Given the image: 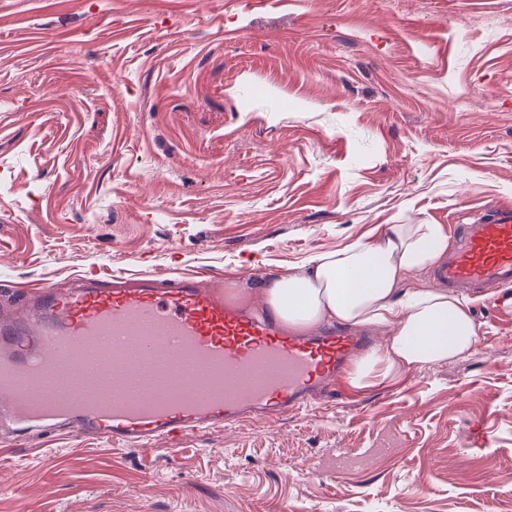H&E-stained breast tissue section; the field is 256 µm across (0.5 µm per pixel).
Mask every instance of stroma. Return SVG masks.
<instances>
[{
	"label": "stroma",
	"mask_w": 512,
	"mask_h": 512,
	"mask_svg": "<svg viewBox=\"0 0 512 512\" xmlns=\"http://www.w3.org/2000/svg\"><path fill=\"white\" fill-rule=\"evenodd\" d=\"M512 205V0H0V308L18 284H249ZM477 343L173 452L0 440V512H512V309Z\"/></svg>",
	"instance_id": "1"
}]
</instances>
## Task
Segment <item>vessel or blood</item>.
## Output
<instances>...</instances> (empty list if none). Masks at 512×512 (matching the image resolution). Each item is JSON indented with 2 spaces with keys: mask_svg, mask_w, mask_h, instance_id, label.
<instances>
[{
  "mask_svg": "<svg viewBox=\"0 0 512 512\" xmlns=\"http://www.w3.org/2000/svg\"><path fill=\"white\" fill-rule=\"evenodd\" d=\"M433 281L489 297L512 288V208L456 225ZM366 343L330 329L296 334L195 274L24 285L0 314V435L31 443L68 428L143 444L273 422L310 407Z\"/></svg>",
  "mask_w": 512,
  "mask_h": 512,
  "instance_id": "obj_1",
  "label": "vessel or blood"
}]
</instances>
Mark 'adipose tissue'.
Returning <instances> with one entry per match:
<instances>
[{"label": "adipose tissue", "mask_w": 512, "mask_h": 512, "mask_svg": "<svg viewBox=\"0 0 512 512\" xmlns=\"http://www.w3.org/2000/svg\"><path fill=\"white\" fill-rule=\"evenodd\" d=\"M448 248L443 224H391L379 237L310 255L297 274L256 282L269 310L289 326L389 324L393 331L354 362L356 390L429 369L470 352L477 332L466 299L444 288H408L407 275L436 266Z\"/></svg>", "instance_id": "1"}]
</instances>
